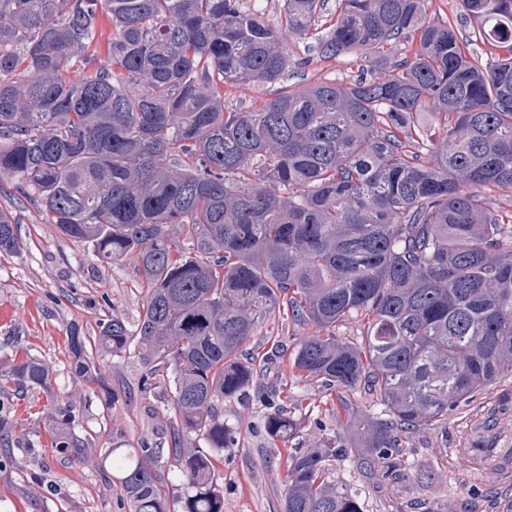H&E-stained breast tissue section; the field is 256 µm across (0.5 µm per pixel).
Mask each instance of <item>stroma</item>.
<instances>
[{"label":"stroma","instance_id":"obj_1","mask_svg":"<svg viewBox=\"0 0 512 512\" xmlns=\"http://www.w3.org/2000/svg\"><path fill=\"white\" fill-rule=\"evenodd\" d=\"M425 11L431 21L453 26L472 58L485 59L489 46L463 0H425ZM305 45L302 39L289 41L288 78L282 86L225 88V106L258 107L279 88L346 82L366 66L363 53L323 61L308 58ZM0 208L13 213L19 239L17 252L0 256V375L10 371L22 351L51 370L47 387L0 392V422L13 432L10 444L0 446V512H129L112 475V452L143 447L156 449L159 485L169 500H178L186 484L166 453L168 397L145 386L148 366L136 352L115 359L94 347L90 353L104 384L79 379L71 369L66 336L72 323H79L91 337L115 314L136 326L144 284L135 264L105 261L90 244L62 235L17 192L14 180L0 181ZM307 332V327L274 315L246 348L270 351L269 339L275 336L281 348L289 350ZM283 382L281 372L269 369L257 376L248 400L224 404V421L238 439L235 447L225 449L224 462L215 472L224 489V512H283L286 468L263 427ZM498 389L460 405L449 415L445 431H428L410 440L416 465L406 469L399 483L373 488L343 464L336 465V478L361 488L364 512H501V500L512 497V464L476 463L462 454L479 423L487 427L495 447L512 448V409L497 410ZM293 391L305 420L302 445L340 435L326 389L302 383ZM67 402L75 407V432L88 438L95 450L93 460L85 464L73 462L53 445L56 408Z\"/></svg>","mask_w":512,"mask_h":512}]
</instances>
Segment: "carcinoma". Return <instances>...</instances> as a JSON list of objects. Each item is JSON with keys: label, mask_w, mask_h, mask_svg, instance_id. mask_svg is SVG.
Masks as SVG:
<instances>
[{"label": "carcinoma", "mask_w": 512, "mask_h": 512, "mask_svg": "<svg viewBox=\"0 0 512 512\" xmlns=\"http://www.w3.org/2000/svg\"><path fill=\"white\" fill-rule=\"evenodd\" d=\"M424 2L338 0L321 29L325 0H284L279 24L240 0H0V181L142 274L137 328L115 315L97 345L120 358L136 344L145 385L173 389L178 512H224L215 467L235 438L222 406L253 384L265 357L243 345L277 312L314 328L281 361L293 379L374 397L342 402L353 442L311 448L274 405L264 428L285 459L284 512H363L359 489L329 478L336 462L390 480L406 439L448 428L459 403L512 377V223L478 193L512 191V0H463L494 50L483 64ZM311 33L318 57L360 50L370 75L224 107L226 87L282 81L287 40ZM414 40L412 57H391ZM428 105L446 120L432 148L410 133ZM17 243L0 209V254ZM356 318L360 341L335 336ZM67 343L75 376L99 371L75 323ZM48 377L27 357L9 381ZM73 413L58 409L55 447L89 462ZM153 458H112L129 512H171Z\"/></svg>", "instance_id": "carcinoma-1"}]
</instances>
